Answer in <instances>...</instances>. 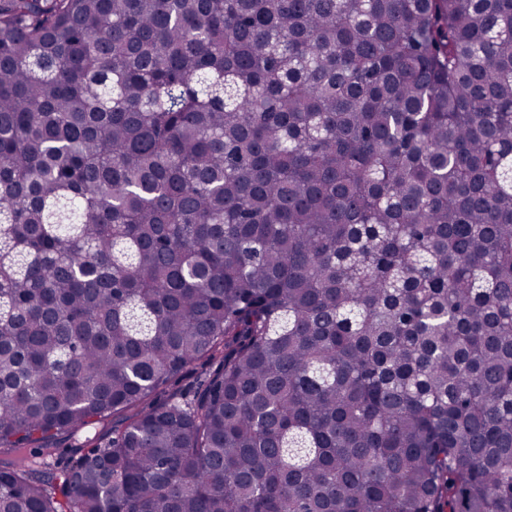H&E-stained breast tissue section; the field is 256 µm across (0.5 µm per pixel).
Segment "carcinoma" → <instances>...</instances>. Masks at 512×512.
Listing matches in <instances>:
<instances>
[{
    "label": "carcinoma",
    "mask_w": 512,
    "mask_h": 512,
    "mask_svg": "<svg viewBox=\"0 0 512 512\" xmlns=\"http://www.w3.org/2000/svg\"><path fill=\"white\" fill-rule=\"evenodd\" d=\"M0 512H512V0H0ZM121 426V421L118 418L112 416L101 424H98L95 428H87L76 436L72 437L67 434H63L59 437L57 443V458L61 461V465H66L74 460L76 457L75 448L78 444L77 440H84L85 437H98V436H112V428L118 429Z\"/></svg>",
    "instance_id": "1"
}]
</instances>
